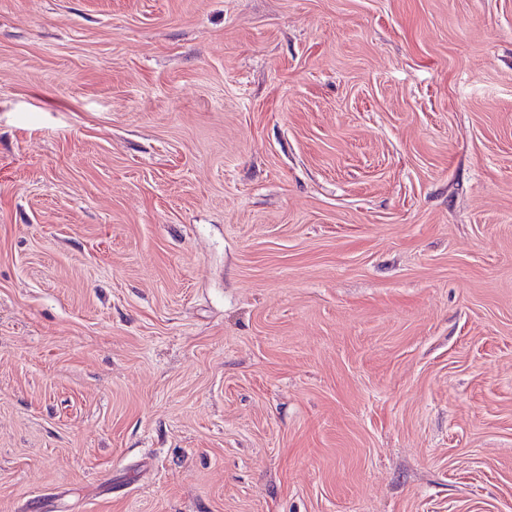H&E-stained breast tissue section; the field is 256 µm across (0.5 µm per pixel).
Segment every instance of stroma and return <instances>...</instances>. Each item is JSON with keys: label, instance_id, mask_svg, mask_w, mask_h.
Instances as JSON below:
<instances>
[{"label": "stroma", "instance_id": "35a3bbf8", "mask_svg": "<svg viewBox=\"0 0 512 512\" xmlns=\"http://www.w3.org/2000/svg\"><path fill=\"white\" fill-rule=\"evenodd\" d=\"M0 512H512V0H0Z\"/></svg>", "mask_w": 512, "mask_h": 512}]
</instances>
